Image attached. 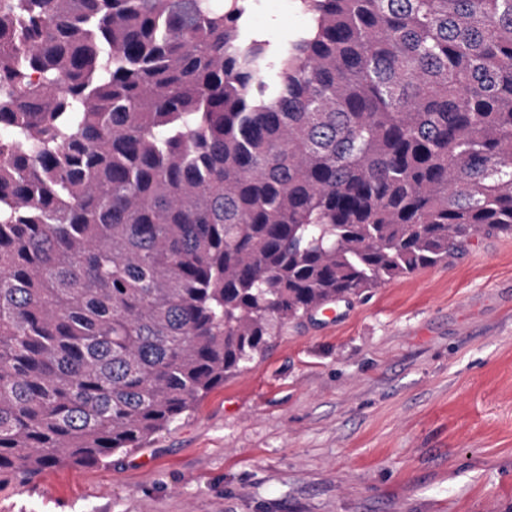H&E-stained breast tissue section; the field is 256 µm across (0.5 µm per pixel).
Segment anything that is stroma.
I'll return each instance as SVG.
<instances>
[{
  "mask_svg": "<svg viewBox=\"0 0 512 512\" xmlns=\"http://www.w3.org/2000/svg\"><path fill=\"white\" fill-rule=\"evenodd\" d=\"M256 0L255 28L304 26ZM286 324L150 447L0 474V512H512V237Z\"/></svg>",
  "mask_w": 512,
  "mask_h": 512,
  "instance_id": "35a3bbf8",
  "label": "stroma"
}]
</instances>
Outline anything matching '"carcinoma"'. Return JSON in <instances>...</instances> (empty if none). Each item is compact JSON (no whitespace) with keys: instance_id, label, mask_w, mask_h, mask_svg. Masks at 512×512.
Instances as JSON below:
<instances>
[{"instance_id":"cac0c4a2","label":"carcinoma","mask_w":512,"mask_h":512,"mask_svg":"<svg viewBox=\"0 0 512 512\" xmlns=\"http://www.w3.org/2000/svg\"><path fill=\"white\" fill-rule=\"evenodd\" d=\"M0 0V473L144 448L290 321L512 235V0ZM251 17L255 28L274 37L285 36L306 23L294 0H258Z\"/></svg>"}]
</instances>
